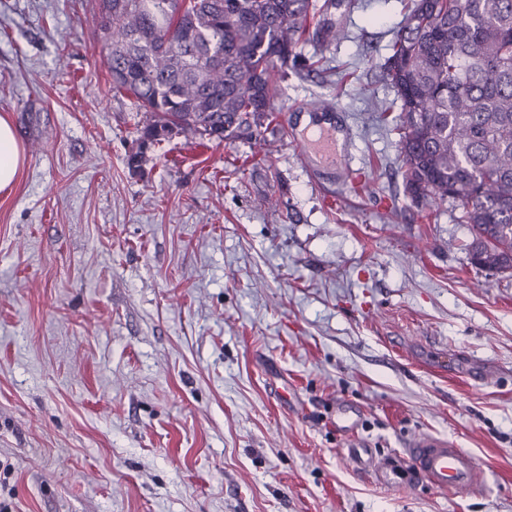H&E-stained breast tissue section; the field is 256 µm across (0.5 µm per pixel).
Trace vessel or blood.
<instances>
[{
    "label": "vessel or blood",
    "mask_w": 512,
    "mask_h": 512,
    "mask_svg": "<svg viewBox=\"0 0 512 512\" xmlns=\"http://www.w3.org/2000/svg\"><path fill=\"white\" fill-rule=\"evenodd\" d=\"M376 472L389 484L401 482L408 474L438 492L473 493L481 489L484 479V472L472 454L430 434L413 439L397 461L380 463Z\"/></svg>",
    "instance_id": "b4317fda"
}]
</instances>
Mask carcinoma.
<instances>
[{
    "label": "carcinoma",
    "mask_w": 512,
    "mask_h": 512,
    "mask_svg": "<svg viewBox=\"0 0 512 512\" xmlns=\"http://www.w3.org/2000/svg\"><path fill=\"white\" fill-rule=\"evenodd\" d=\"M331 2L99 0L112 92L144 113L137 142L259 134L299 43L344 36L309 30ZM389 50L405 192L458 202L468 253L512 272V0H411Z\"/></svg>",
    "instance_id": "carcinoma-1"
}]
</instances>
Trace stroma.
Wrapping results in <instances>:
<instances>
[{
  "mask_svg": "<svg viewBox=\"0 0 512 512\" xmlns=\"http://www.w3.org/2000/svg\"><path fill=\"white\" fill-rule=\"evenodd\" d=\"M97 0H0V461L14 512H512V273L473 266L457 202L404 191L376 119L404 0H340L327 50L255 138L177 137L129 171ZM331 101L354 160L303 161ZM475 493L382 482L420 434ZM369 454L367 465L351 459ZM22 163L23 156L13 126L0 116V191L12 186Z\"/></svg>",
  "mask_w": 512,
  "mask_h": 512,
  "instance_id": "1",
  "label": "stroma"
}]
</instances>
